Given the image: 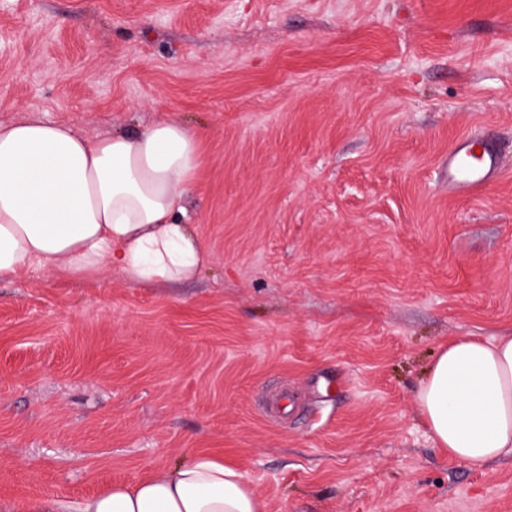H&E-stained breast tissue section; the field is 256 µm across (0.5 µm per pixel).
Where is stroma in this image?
<instances>
[{
    "label": "stroma",
    "mask_w": 512,
    "mask_h": 512,
    "mask_svg": "<svg viewBox=\"0 0 512 512\" xmlns=\"http://www.w3.org/2000/svg\"><path fill=\"white\" fill-rule=\"evenodd\" d=\"M207 131L210 262L0 282V512L223 456L268 512H512L416 390L512 335V0H0V121ZM504 145L448 190L466 136ZM502 157L491 136L463 138L448 154V190L460 196L478 193L500 173Z\"/></svg>",
    "instance_id": "obj_1"
}]
</instances>
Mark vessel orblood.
Returning <instances> with one entry per match:
<instances>
[{"instance_id":"vessel-or-blood-1","label":"vessel or blood","mask_w":512,"mask_h":512,"mask_svg":"<svg viewBox=\"0 0 512 512\" xmlns=\"http://www.w3.org/2000/svg\"><path fill=\"white\" fill-rule=\"evenodd\" d=\"M503 151L490 136L463 138L448 155V188L460 196L478 193L501 171Z\"/></svg>"}]
</instances>
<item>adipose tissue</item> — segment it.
I'll list each match as a JSON object with an SVG mask.
<instances>
[{"label": "adipose tissue", "mask_w": 512, "mask_h": 512, "mask_svg": "<svg viewBox=\"0 0 512 512\" xmlns=\"http://www.w3.org/2000/svg\"><path fill=\"white\" fill-rule=\"evenodd\" d=\"M202 164L201 135L178 120L95 138L65 123L0 122V281L40 267L74 281L117 269L141 285L189 281L208 254L184 200ZM433 442L478 467L512 458V336L449 341L416 392ZM27 512H265L244 475L200 452L72 506Z\"/></svg>", "instance_id": "1"}]
</instances>
